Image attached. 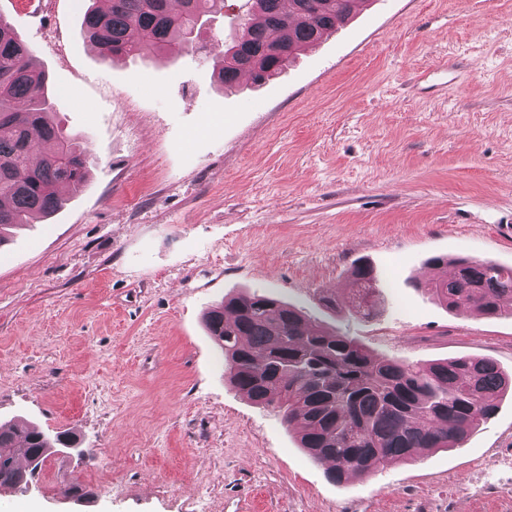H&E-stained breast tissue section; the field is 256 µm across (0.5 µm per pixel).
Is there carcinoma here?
<instances>
[{
  "instance_id": "1",
  "label": "carcinoma",
  "mask_w": 512,
  "mask_h": 512,
  "mask_svg": "<svg viewBox=\"0 0 512 512\" xmlns=\"http://www.w3.org/2000/svg\"><path fill=\"white\" fill-rule=\"evenodd\" d=\"M92 0L83 14L89 41L101 56L142 53L143 37L154 51L174 59L191 44L187 23L224 9V0H111L105 11ZM217 80L236 89L247 72L263 85L336 24L348 20L365 0H248ZM48 79L29 47L0 19V244L6 231L55 213L62 185L84 182L86 148L53 121ZM437 269L453 265L424 285L450 310L466 309L486 318L512 315V268L491 260L437 257ZM353 288L338 303L349 314L376 313L373 270L356 264ZM205 329L224 353L229 386L252 404L276 412L310 458L332 464L341 482L407 461L426 449L461 448L496 413L512 391V375L486 357L463 355L430 363L378 357L356 339L308 321L275 298L242 293L211 307ZM70 437L49 435L31 425H0V477L24 470L25 460L47 458Z\"/></svg>"
}]
</instances>
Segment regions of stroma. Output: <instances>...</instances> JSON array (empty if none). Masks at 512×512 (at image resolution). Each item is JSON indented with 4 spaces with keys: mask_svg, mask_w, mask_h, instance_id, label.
<instances>
[{
    "mask_svg": "<svg viewBox=\"0 0 512 512\" xmlns=\"http://www.w3.org/2000/svg\"><path fill=\"white\" fill-rule=\"evenodd\" d=\"M86 5L0 0L90 166L0 245V422L80 439L0 512H512V397L463 448L339 487L225 382L203 322L249 290L380 356L512 371V316L412 285L438 256L512 266V0H368L280 78L233 93L217 57L247 0H224L173 60L102 58ZM360 261L380 290L368 319L322 301Z\"/></svg>",
    "mask_w": 512,
    "mask_h": 512,
    "instance_id": "1",
    "label": "stroma"
}]
</instances>
